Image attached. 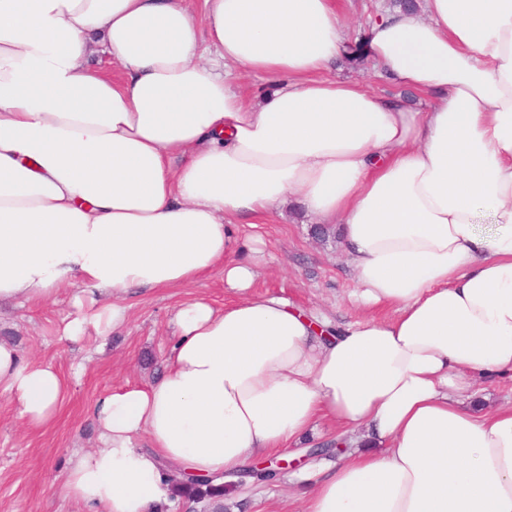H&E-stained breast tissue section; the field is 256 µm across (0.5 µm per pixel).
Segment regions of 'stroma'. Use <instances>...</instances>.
<instances>
[{"label":"stroma","mask_w":512,"mask_h":512,"mask_svg":"<svg viewBox=\"0 0 512 512\" xmlns=\"http://www.w3.org/2000/svg\"><path fill=\"white\" fill-rule=\"evenodd\" d=\"M390 6L391 0H339L348 44L362 42L370 25ZM324 75L359 82L381 95L400 92L366 59H340ZM313 225L312 218L299 216L287 204L257 218L255 224L240 225V251H249L254 233H262L265 241L253 293L278 295L340 324L391 319L390 307L363 309L349 301L355 282L348 259L339 241L316 240ZM71 297V289L65 288L52 302L0 307V336L12 339L30 362L52 363L72 380L53 426L45 430L24 427L9 396L0 392V512H81L80 505L63 494L61 484L71 456L99 444L90 413L93 403L112 389L160 375L174 335L171 316L183 301L202 297L220 307L233 299L217 272L187 288L139 291L131 298L129 320L122 329L102 340L91 337L73 343L59 336ZM295 481L288 468L271 483L235 488L223 500L224 512H302L303 491Z\"/></svg>","instance_id":"obj_1"}]
</instances>
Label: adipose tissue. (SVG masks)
Returning a JSON list of instances; mask_svg holds the SVG:
<instances>
[{"mask_svg": "<svg viewBox=\"0 0 512 512\" xmlns=\"http://www.w3.org/2000/svg\"><path fill=\"white\" fill-rule=\"evenodd\" d=\"M0 0V304L74 287L61 336L107 337L133 291L213 271L235 301L181 303L155 381L100 396V448L62 491L85 512H154L161 473L244 476L320 419L377 449L315 474L305 512H512V0H422L362 53L427 111L321 78L345 52L336 0ZM120 79L87 67L94 53ZM267 77L253 104L233 69ZM297 202L335 226L351 301L387 321L329 329L251 293L239 222ZM0 389L30 428L67 380L0 339ZM147 437L148 449L136 447ZM475 389L480 396L486 397V401L483 403L487 409L512 406L511 380L484 381L478 379Z\"/></svg>", "mask_w": 512, "mask_h": 512, "instance_id": "ef3b65f1", "label": "adipose tissue"}]
</instances>
